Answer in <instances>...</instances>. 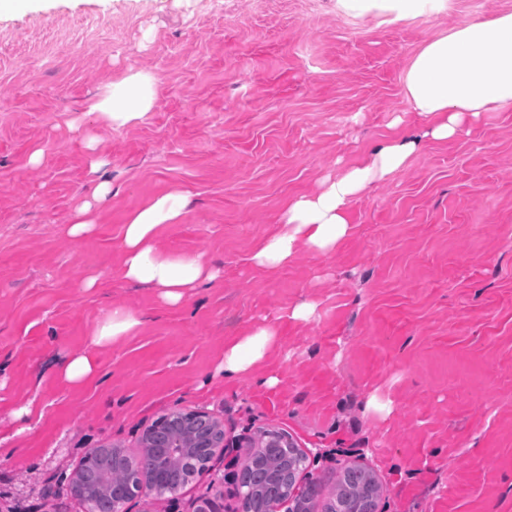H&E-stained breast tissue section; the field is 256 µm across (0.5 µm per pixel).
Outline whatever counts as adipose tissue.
Listing matches in <instances>:
<instances>
[{
  "mask_svg": "<svg viewBox=\"0 0 512 512\" xmlns=\"http://www.w3.org/2000/svg\"><path fill=\"white\" fill-rule=\"evenodd\" d=\"M411 111L425 119L432 138L453 137L483 112L512 107V13L474 20L423 45L404 78ZM153 79L131 73L113 82L89 110L110 123L123 124L150 110ZM412 137L384 142L360 164L326 179L313 196L292 200L281 230L261 244L252 256L256 266L274 271L290 262L299 246L327 253L349 230L347 206L368 184L399 170L414 151ZM184 213L173 195L151 200L124 224L119 247L124 278L155 288L164 304H180L188 293L214 281L219 272L201 255H167L155 244L157 229L178 223ZM270 343L261 330L224 349L223 370L234 376L251 371Z\"/></svg>",
  "mask_w": 512,
  "mask_h": 512,
  "instance_id": "adipose-tissue-1",
  "label": "adipose tissue"
}]
</instances>
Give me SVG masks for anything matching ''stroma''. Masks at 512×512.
Segmentation results:
<instances>
[{
	"label": "stroma",
	"mask_w": 512,
	"mask_h": 512,
	"mask_svg": "<svg viewBox=\"0 0 512 512\" xmlns=\"http://www.w3.org/2000/svg\"><path fill=\"white\" fill-rule=\"evenodd\" d=\"M506 13L512 0H439L402 20L340 0H31L1 15L0 512H84L46 486L99 445L139 454L173 410L245 447L127 512H235L231 477L268 430L309 453L314 512L348 466L374 475L377 512H512V111L435 140L403 94L424 43ZM133 72L155 80L148 112L89 113ZM404 136L420 147L349 202L334 251L253 265L289 200ZM102 182L93 232L69 236ZM166 193L187 212L158 248L219 270L177 306L123 278L118 246L128 215ZM304 301L315 315L289 319ZM115 307L141 325L93 345ZM260 328L265 357L225 377V345ZM83 352L96 373L70 384L61 367Z\"/></svg>",
	"instance_id": "stroma-1"
}]
</instances>
